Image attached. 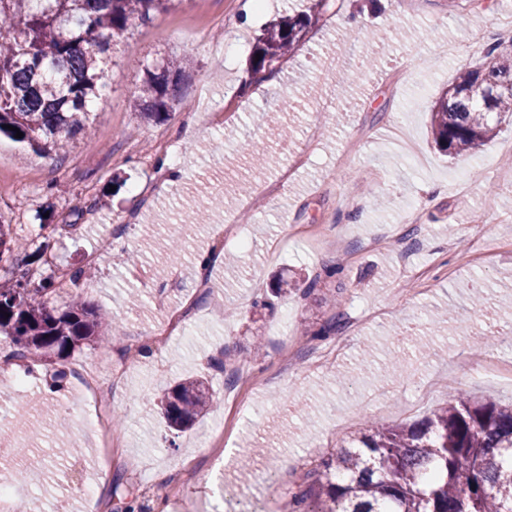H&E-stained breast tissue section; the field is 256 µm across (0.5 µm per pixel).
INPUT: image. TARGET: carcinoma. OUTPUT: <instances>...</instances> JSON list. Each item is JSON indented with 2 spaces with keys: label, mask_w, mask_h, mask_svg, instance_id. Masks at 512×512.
<instances>
[{
  "label": "carcinoma",
  "mask_w": 512,
  "mask_h": 512,
  "mask_svg": "<svg viewBox=\"0 0 512 512\" xmlns=\"http://www.w3.org/2000/svg\"><path fill=\"white\" fill-rule=\"evenodd\" d=\"M173 0H0V134L36 152L61 151L88 124L112 49L136 24H147ZM306 9L270 24L253 39L248 80L273 74L301 50L310 29L334 7L308 0ZM186 67L178 58L145 69L136 106L160 121L181 102ZM512 115V49L496 45L484 60L457 73L430 116L437 147L462 156L492 140L499 116ZM236 150L253 159L265 145L247 140ZM11 277L0 283V335L13 357L31 363L63 360L98 335L102 317L83 302L59 312L49 275H28L30 255L16 245L12 225L0 218V261ZM213 403L207 380L186 379L163 393L157 407L180 431ZM288 512H512V405L476 401L463 391L420 421L370 426L350 446L322 458L304 475Z\"/></svg>",
  "instance_id": "cac0c4a2"
}]
</instances>
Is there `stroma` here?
I'll return each instance as SVG.
<instances>
[{
    "label": "stroma",
    "mask_w": 512,
    "mask_h": 512,
    "mask_svg": "<svg viewBox=\"0 0 512 512\" xmlns=\"http://www.w3.org/2000/svg\"><path fill=\"white\" fill-rule=\"evenodd\" d=\"M366 14L362 35L345 23L352 10L328 12L300 54L286 58L271 80L239 91L250 44L273 20L303 10L304 0H174L152 24L133 27L115 46L102 97L64 161L0 138V215L38 256V276L84 264L94 277L62 281L53 300L81 297L117 327L77 347L64 362H40L24 390L13 346L0 338V453L12 467L0 479L16 485L32 512H118L114 480L133 495L152 490L166 512H284L300 476L337 453L368 425L409 424L430 415L459 387L473 399L512 403V389L475 375L464 358L492 355L512 363V182L489 163L512 145V119L481 150L451 158L431 143L428 111L459 70L499 42L498 16L512 0L467 9L455 0H381ZM489 32L470 45L473 30ZM374 31L381 41L363 34ZM184 59L183 100L161 122L145 120L135 100L146 66ZM293 127L287 142L271 137L267 116ZM194 139H186V130ZM268 144L255 168L235 155L232 141ZM421 159L411 165L404 145ZM175 163L177 184L160 180V162ZM288 182H281L284 170ZM468 174L469 189L457 178ZM127 182L107 209L94 199L114 176ZM276 186L265 207L253 191ZM209 195L226 205L192 223L183 214ZM362 200L360 209L347 197ZM233 221L249 243L225 239L239 258L233 281L223 265L208 289L197 286L195 255L210 250L212 225ZM115 233L111 253L98 254L101 236ZM341 236L340 271L323 278L328 252L312 241ZM180 240L171 258V240ZM317 277L309 295L273 298L272 276ZM497 316L476 313L475 276ZM341 327L318 337L328 320ZM401 356L402 373L383 376ZM65 370L56 381V370ZM112 378L111 462L94 432L47 412V392L60 384L63 400L92 417L83 386L89 374ZM204 375L216 398L193 429H169L155 410L166 387ZM232 453L212 481L211 434ZM288 467H281V459ZM190 467L196 479L179 494L158 471ZM279 483L276 502L265 487Z\"/></svg>",
    "instance_id": "stroma-1"
}]
</instances>
